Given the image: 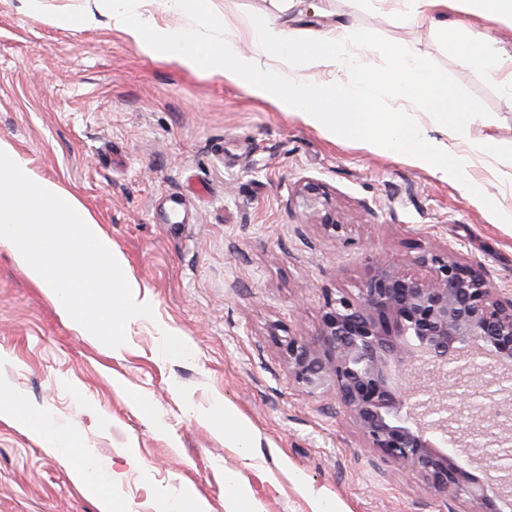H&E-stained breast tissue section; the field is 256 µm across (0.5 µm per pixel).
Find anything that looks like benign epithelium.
Masks as SVG:
<instances>
[{"label":"benign epithelium","mask_w":512,"mask_h":512,"mask_svg":"<svg viewBox=\"0 0 512 512\" xmlns=\"http://www.w3.org/2000/svg\"><path fill=\"white\" fill-rule=\"evenodd\" d=\"M294 199L325 234L344 239L347 225L322 182H300ZM414 262L427 275L380 261L357 292L326 293L314 339L278 337L288 379L309 397L335 394L365 447L421 476L435 496L465 494L472 512H500L488 488L511 489L512 477L494 470L479 480L467 467L491 433L490 414L512 401V379L491 382L479 403L465 389L449 403L424 389L408 394L397 377L432 368L444 378L478 381L483 373L469 360L474 353L512 366V290L496 287L482 264L451 248L424 249Z\"/></svg>","instance_id":"obj_1"}]
</instances>
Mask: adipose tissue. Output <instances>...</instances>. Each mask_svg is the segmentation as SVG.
<instances>
[{"mask_svg":"<svg viewBox=\"0 0 512 512\" xmlns=\"http://www.w3.org/2000/svg\"><path fill=\"white\" fill-rule=\"evenodd\" d=\"M114 28L123 31L151 58L178 62L189 70L208 69L335 142L356 144L398 156L410 165L453 183L477 199L499 224L512 222V203L498 186L475 182L478 162L499 154L496 144L468 139L469 127L485 117L474 101L448 98V80L430 70L409 43L385 46L392 66L383 73L370 67L366 55L375 46L370 33L350 37L345 30L311 34L289 27L280 18L249 23L248 46L227 35L216 51L203 54L187 30L162 26L138 12L132 0H107ZM409 23L431 20L451 54L466 59L512 93V56L496 48L489 27L512 26V0H403ZM346 73L340 82L317 79V71ZM433 117L417 121L412 106Z\"/></svg>","mask_w":512,"mask_h":512,"instance_id":"adipose-tissue-1","label":"adipose tissue"}]
</instances>
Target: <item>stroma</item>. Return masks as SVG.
I'll list each match as a JSON object with an SVG mask.
<instances>
[{"label": "stroma", "instance_id": "1", "mask_svg": "<svg viewBox=\"0 0 512 512\" xmlns=\"http://www.w3.org/2000/svg\"><path fill=\"white\" fill-rule=\"evenodd\" d=\"M93 0H0V140L41 180L71 192L150 297L154 318L113 350L79 335L0 243V388L48 421L38 432L0 417V512H100L76 471L112 475L114 512H163L199 498L230 512L243 489L259 512H471L418 475L363 447L335 395L288 380L276 337L313 339L325 291L356 292L376 255L410 264L416 245L454 248L512 289V223H492L452 183L404 159L343 145L215 74L143 55L107 16L61 26ZM138 7L192 30L201 48L225 23L285 11L310 32L341 25L379 45L411 41L448 79V95L480 102L469 136L512 151L502 87L448 51L430 24L408 27L399 0H204L202 12ZM315 179L329 189L344 240L309 224L293 199ZM187 197L169 223L167 196ZM185 352L161 356L164 333ZM223 401L244 426L248 455L207 423Z\"/></svg>", "mask_w": 512, "mask_h": 512}]
</instances>
